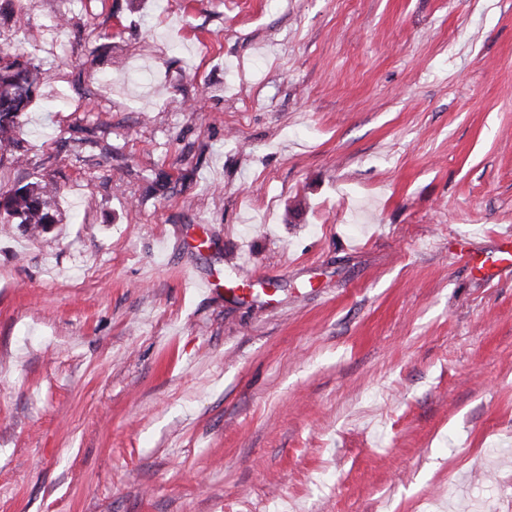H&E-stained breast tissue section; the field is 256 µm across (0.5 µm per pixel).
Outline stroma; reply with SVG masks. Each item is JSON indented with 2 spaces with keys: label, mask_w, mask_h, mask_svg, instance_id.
<instances>
[{
  "label": "stroma",
  "mask_w": 512,
  "mask_h": 512,
  "mask_svg": "<svg viewBox=\"0 0 512 512\" xmlns=\"http://www.w3.org/2000/svg\"><path fill=\"white\" fill-rule=\"evenodd\" d=\"M1 47L58 222L0 223V512H512V0H0ZM0 49V143L20 129V116L43 84L44 72L32 59Z\"/></svg>",
  "instance_id": "obj_1"
}]
</instances>
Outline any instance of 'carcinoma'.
<instances>
[{"instance_id":"carcinoma-1","label":"carcinoma","mask_w":512,"mask_h":512,"mask_svg":"<svg viewBox=\"0 0 512 512\" xmlns=\"http://www.w3.org/2000/svg\"><path fill=\"white\" fill-rule=\"evenodd\" d=\"M40 65L15 53L0 50V142L20 129V116L27 111L43 84ZM55 189L30 183L0 194V212L8 224H21L34 235L55 223L52 200Z\"/></svg>"}]
</instances>
